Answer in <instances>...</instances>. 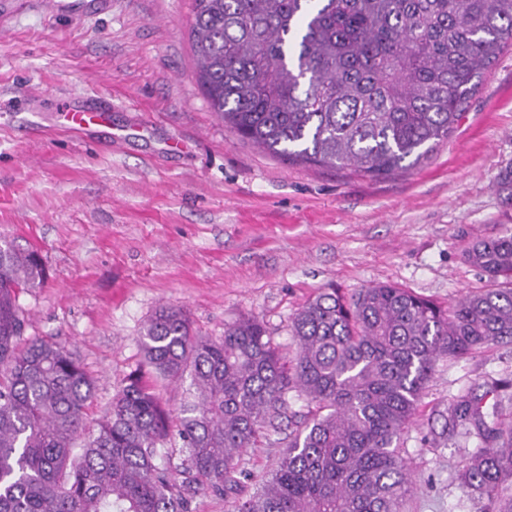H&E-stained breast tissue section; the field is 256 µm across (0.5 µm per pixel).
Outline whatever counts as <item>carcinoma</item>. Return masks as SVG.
Instances as JSON below:
<instances>
[{
	"mask_svg": "<svg viewBox=\"0 0 512 512\" xmlns=\"http://www.w3.org/2000/svg\"><path fill=\"white\" fill-rule=\"evenodd\" d=\"M190 36L210 111L242 140L313 166L373 177L416 165L457 126L483 74L512 47V0H194ZM466 260L491 287L442 309L393 284L326 288L291 325L288 365L266 328L241 316L212 340L162 307L141 338L158 381L191 378L178 424L184 482L237 490L235 455L287 408L307 412L260 489L234 512H401L402 432L438 360L512 344V233ZM36 249L0 244V512H188L158 463L169 416L134 371L96 428L95 383L64 346L19 347L21 293L41 288ZM502 400L471 392L448 407V438L475 436L465 494L512 512V426Z\"/></svg>",
	"mask_w": 512,
	"mask_h": 512,
	"instance_id": "cac0c4a2",
	"label": "carcinoma"
}]
</instances>
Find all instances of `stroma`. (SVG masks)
I'll use <instances>...</instances> for the list:
<instances>
[{"label":"stroma","instance_id":"1","mask_svg":"<svg viewBox=\"0 0 512 512\" xmlns=\"http://www.w3.org/2000/svg\"><path fill=\"white\" fill-rule=\"evenodd\" d=\"M192 17L193 0H111L77 18L47 0L0 11V242L43 258L46 286L19 299L25 337L65 344L95 379L89 430L126 376L145 370L140 338L161 307L183 309L210 338L253 317L290 361L291 320L324 288L391 283L447 307L488 286L463 258L469 244L512 232L499 189L512 169V50L447 141L376 179L240 141L197 81ZM72 94L109 108L117 141L68 127L59 108ZM495 381L512 382L510 344L437 361L399 442L403 512H482L458 487L477 442L442 429L459 395ZM306 411L289 396L278 432L243 451V495Z\"/></svg>","mask_w":512,"mask_h":512}]
</instances>
